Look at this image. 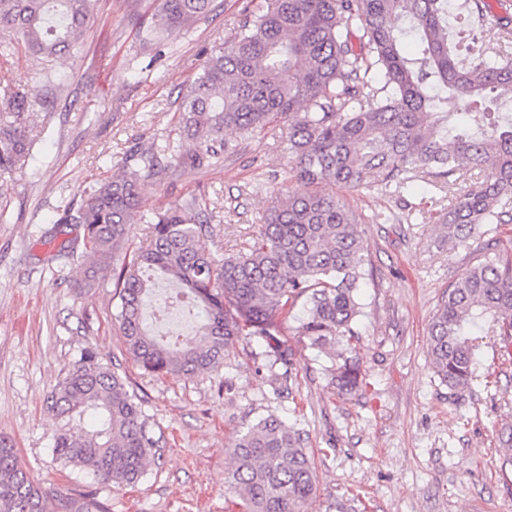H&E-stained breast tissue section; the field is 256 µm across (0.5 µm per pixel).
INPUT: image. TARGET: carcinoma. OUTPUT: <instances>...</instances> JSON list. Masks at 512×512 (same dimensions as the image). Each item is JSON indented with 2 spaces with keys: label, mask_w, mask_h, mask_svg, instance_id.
<instances>
[{
  "label": "carcinoma",
  "mask_w": 512,
  "mask_h": 512,
  "mask_svg": "<svg viewBox=\"0 0 512 512\" xmlns=\"http://www.w3.org/2000/svg\"><path fill=\"white\" fill-rule=\"evenodd\" d=\"M95 0H0V31L12 33L41 63L79 48ZM209 0H163L158 25H191ZM512 43V19L473 0L457 30L448 29L447 0H267L245 17L224 48L206 58L180 106L179 137L156 146L142 172L158 181L217 166L236 152L229 136L286 127L288 157L298 180L317 187L366 182L402 187L415 180L448 186L478 171L439 221L448 240L464 242L481 224L512 223V65L490 63L461 48L473 26ZM503 111L487 127L457 124L459 110L487 96ZM46 100L0 87V171L31 157V123ZM138 172L107 179L68 203L57 223L84 227L85 288L112 271L119 299L115 320L127 352L147 372L192 376L224 363L226 347L257 337L270 367L291 372L293 351L279 319L303 300L297 333L330 355L332 382L352 392L364 375L351 339L358 335L359 290L369 276L364 219L317 190L279 194L257 233L221 256L206 250L207 205L192 198L154 213L146 242L124 256L140 205ZM178 285L169 304L195 312L184 337L163 336L144 307L158 280ZM492 319L512 346V251L479 259L442 297L429 327L428 353L440 383L454 392L474 377L472 328ZM64 420L82 409L100 414L94 431L63 425L54 453L102 481L134 484L155 441L125 377L86 349L51 394ZM230 486L238 512H307L316 473L300 433L269 416L236 439ZM48 495L23 470L17 449L0 437V512H48ZM61 512H106L98 503L59 500Z\"/></svg>",
  "instance_id": "cac0c4a2"
}]
</instances>
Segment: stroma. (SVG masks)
<instances>
[{
	"label": "stroma",
	"mask_w": 512,
	"mask_h": 512,
	"mask_svg": "<svg viewBox=\"0 0 512 512\" xmlns=\"http://www.w3.org/2000/svg\"><path fill=\"white\" fill-rule=\"evenodd\" d=\"M263 4L212 0L189 27L160 29L161 0H96L81 51L56 64L66 77L56 91L23 45L0 57V80L47 97L49 112L33 124L28 164L0 172V436L53 499L91 500L107 512H231L228 450L240 431L273 416L301 432L314 462L309 512H335L336 501L355 495L364 512H512V465L495 451L501 429L512 426V363L499 337L479 338L475 378L461 394L440 384L428 355L443 293L486 243L507 241V225L484 224L466 244L449 243L438 217L466 183L452 191L438 181L324 185L367 218L373 279L360 290L356 342L367 383L350 394L332 383L329 358L298 336L300 304L282 321L295 352L291 382L274 379L263 345L250 338L234 341L217 369L150 375L119 333L111 274L83 289L81 266L58 253L63 206L96 181L129 175V154L175 135L183 90ZM283 188L310 191L291 177L286 144L269 130L240 139L238 153L216 167L164 183L142 179L139 193L148 217L193 196L206 200L214 233L203 245L221 253L258 230ZM88 348L136 389L158 442L136 484L101 482L54 455L60 420L48 399Z\"/></svg>",
	"instance_id": "obj_1"
}]
</instances>
